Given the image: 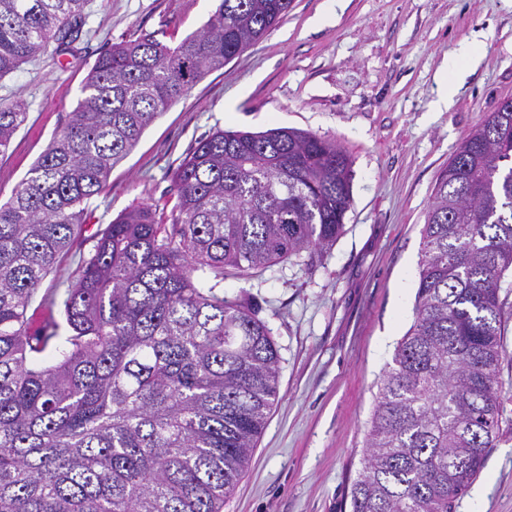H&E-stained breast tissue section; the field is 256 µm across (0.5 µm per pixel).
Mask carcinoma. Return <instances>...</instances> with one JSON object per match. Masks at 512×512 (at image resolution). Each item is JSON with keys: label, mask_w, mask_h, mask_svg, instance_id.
<instances>
[{"label": "carcinoma", "mask_w": 512, "mask_h": 512, "mask_svg": "<svg viewBox=\"0 0 512 512\" xmlns=\"http://www.w3.org/2000/svg\"><path fill=\"white\" fill-rule=\"evenodd\" d=\"M292 0H219L171 46L115 43L0 205V512H223L279 395L272 328L221 293L328 248L351 206L349 156L310 132L218 130L173 173L170 218L118 215L83 260L63 321L29 331L37 286L145 129L264 37ZM87 0H0V76L81 33ZM0 103V153L26 121ZM512 271V110L439 174L413 324L380 379L351 512H453L499 430L500 292Z\"/></svg>", "instance_id": "obj_1"}]
</instances>
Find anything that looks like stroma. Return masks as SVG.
Segmentation results:
<instances>
[{
	"mask_svg": "<svg viewBox=\"0 0 512 512\" xmlns=\"http://www.w3.org/2000/svg\"><path fill=\"white\" fill-rule=\"evenodd\" d=\"M292 0L260 41L197 82L144 131L86 206L72 248L38 297L62 295L96 235L132 206L172 209L171 177L215 130H306L352 161L342 234L311 266L288 262L224 280L255 309L280 356L279 399L224 512H349L378 382L409 330L421 230L440 172L512 98V0ZM216 0H90L69 53L46 50L0 77V102L27 119L0 154V202L20 185L81 96L89 66L146 33L174 45ZM479 43L449 108H437L449 55ZM500 439L453 512H512V293L503 305Z\"/></svg>",
	"mask_w": 512,
	"mask_h": 512,
	"instance_id": "35a3bbf8",
	"label": "stroma"
}]
</instances>
